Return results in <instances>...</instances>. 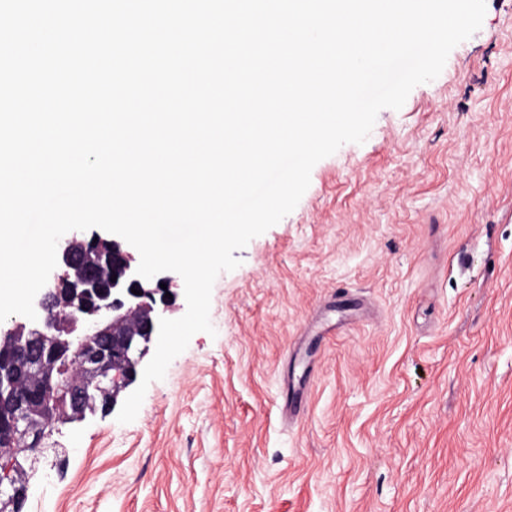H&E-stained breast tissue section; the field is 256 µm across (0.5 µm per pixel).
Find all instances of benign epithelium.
<instances>
[{
  "instance_id": "obj_1",
  "label": "benign epithelium",
  "mask_w": 512,
  "mask_h": 512,
  "mask_svg": "<svg viewBox=\"0 0 512 512\" xmlns=\"http://www.w3.org/2000/svg\"><path fill=\"white\" fill-rule=\"evenodd\" d=\"M58 253L61 262L35 296L37 319L0 322V512H19L29 454L58 425L113 406L158 339L160 307H168L160 284L170 278L138 276L116 239L74 235L59 241Z\"/></svg>"
}]
</instances>
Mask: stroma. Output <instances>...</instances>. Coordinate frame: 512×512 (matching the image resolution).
I'll list each match as a JSON object with an SVG mask.
<instances>
[{
  "mask_svg": "<svg viewBox=\"0 0 512 512\" xmlns=\"http://www.w3.org/2000/svg\"><path fill=\"white\" fill-rule=\"evenodd\" d=\"M216 279L136 419L61 426L22 512H512V0Z\"/></svg>",
  "mask_w": 512,
  "mask_h": 512,
  "instance_id": "stroma-1",
  "label": "stroma"
}]
</instances>
